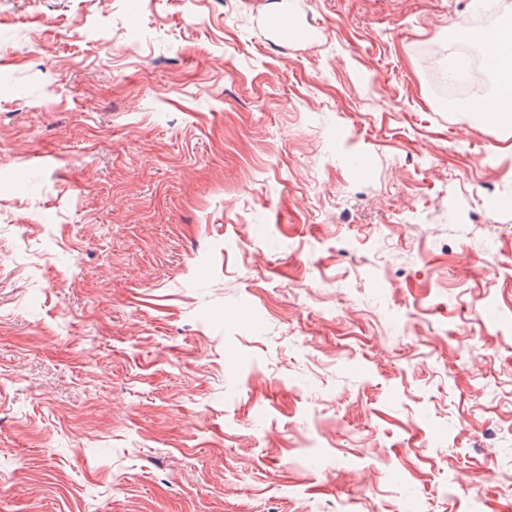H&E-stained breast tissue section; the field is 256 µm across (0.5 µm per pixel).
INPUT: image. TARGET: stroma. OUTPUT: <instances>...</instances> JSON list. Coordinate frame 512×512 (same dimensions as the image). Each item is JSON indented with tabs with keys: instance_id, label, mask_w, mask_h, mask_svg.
I'll return each mask as SVG.
<instances>
[{
	"instance_id": "obj_1",
	"label": "stroma",
	"mask_w": 512,
	"mask_h": 512,
	"mask_svg": "<svg viewBox=\"0 0 512 512\" xmlns=\"http://www.w3.org/2000/svg\"><path fill=\"white\" fill-rule=\"evenodd\" d=\"M491 2L0 0V512H512ZM457 56H452L444 59L440 64V68L444 71L447 70L448 86H456L467 93L470 101L477 105V110L481 111L487 102L486 96H483L478 89L476 83L475 71H470L469 68L464 66L458 61Z\"/></svg>"
}]
</instances>
